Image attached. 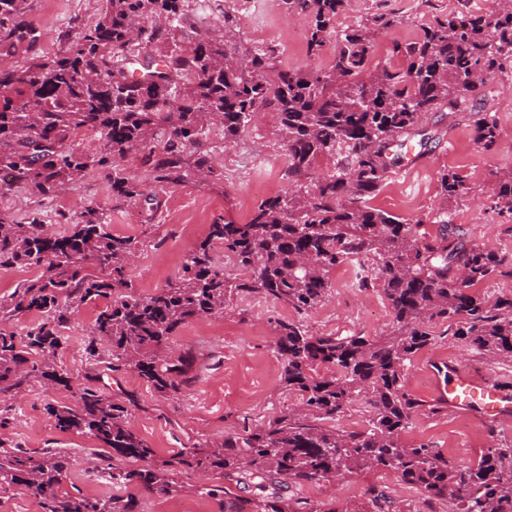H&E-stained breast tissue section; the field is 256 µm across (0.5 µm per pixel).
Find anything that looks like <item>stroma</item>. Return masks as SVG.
I'll return each instance as SVG.
<instances>
[{"label": "stroma", "mask_w": 512, "mask_h": 512, "mask_svg": "<svg viewBox=\"0 0 512 512\" xmlns=\"http://www.w3.org/2000/svg\"><path fill=\"white\" fill-rule=\"evenodd\" d=\"M30 3L27 20L38 32L32 52L41 56L54 54L64 35L76 34L81 24L97 20L108 8L106 0H55L50 11L43 0ZM494 5L495 0H355L354 8L339 16L336 27L344 29L374 14L395 16L396 24L378 35L374 45V62L387 63L392 59L393 43L415 40L433 17L481 14ZM311 21L310 11L286 8L282 0H188L178 29L192 36H214L229 26L246 47L275 48L278 68L303 70L324 66L336 48L331 37L319 57L307 55L305 44L296 43L294 37L307 35ZM477 106L497 121L500 136L493 151H481L474 144L470 113H430L419 134L405 141L404 161L392 169L372 204L415 222L418 236H436L433 215L440 205V175L446 170L458 172L468 192L452 200L448 210L460 239L469 246L512 253V214L496 208L486 194L495 175L512 170V74L498 73L488 80ZM209 149L224 173L222 180L193 178L181 185L152 184L147 198L130 202L113 196L110 180L97 171L49 199L34 192L0 196V214L19 220L37 212L50 231L59 233L87 205L96 206L112 234L136 242L138 256L126 278L136 294L149 296L176 279L183 257L206 237L210 224L218 220L243 223L261 202L288 187V157L277 135L273 109H262L260 119L235 141L225 142L220 132H213ZM341 277V270H334L328 300L302 316L288 305L256 297L234 302L224 314L183 326L170 339V352L193 354L196 364L180 394L172 399L155 394L133 369L113 371L106 359H89L86 336L107 301L100 298L84 304L75 313L55 358L57 370L68 379L67 386L55 388L32 377L18 396H0V438L35 455L48 448L67 453L62 487L72 493L97 498L131 495L140 512H224L228 502L235 503L239 512H250L256 492L244 476L234 473L209 475V483L223 485L226 494L221 498L199 496L195 487L200 478L190 470L176 475V486L167 495L113 484L102 474L105 462L97 442L56 428L48 409L77 406L80 393L88 386L115 399L134 396L137 405L129 425L160 460L202 438L219 440L228 431L254 429L299 403L298 394L280 382L276 321L302 319L315 336L359 333L379 337L387 333L391 313L381 286L367 288L361 297L352 287L341 285ZM448 362L493 382L512 383V359L494 362L454 336L441 337L405 368L404 386L423 401L424 408L402 432V442L428 445L466 465L477 462L489 446H512V418L482 420L481 432L475 435L467 429L468 415L437 408L434 370ZM371 487L390 497L401 512H418L423 506L418 489L403 484L393 472L376 469L292 486L282 494L326 512L346 502L364 501Z\"/></svg>", "instance_id": "obj_1"}]
</instances>
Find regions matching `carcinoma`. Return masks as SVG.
<instances>
[{
  "instance_id": "1",
  "label": "carcinoma",
  "mask_w": 512,
  "mask_h": 512,
  "mask_svg": "<svg viewBox=\"0 0 512 512\" xmlns=\"http://www.w3.org/2000/svg\"><path fill=\"white\" fill-rule=\"evenodd\" d=\"M311 9L307 51L316 55L351 0H283ZM104 16L80 27L53 56H31L19 68H0V193L31 190L43 197L82 180L90 171L111 172L112 195L133 200L143 185L119 161L144 148L156 183H180L196 175L218 179L206 147L214 131L232 142L254 122L258 109L277 112L278 135L288 151L290 188L260 203L243 224L210 225L207 237L185 257L177 279L147 297L125 278L138 246L115 236L96 208L74 217L70 230L47 232L40 214L0 218V269L34 266L6 300L0 314L37 310L44 319L23 336L0 331V395L22 390L31 376L63 385L54 359L73 312L99 298L111 299L90 331L86 351L109 345L112 370L135 369L161 397L180 393L193 359L174 358L169 340L186 323L222 314L234 300L261 297L303 315L330 295L331 273L350 258L370 260L392 322L385 336H313L299 320H278L281 384L299 394L288 412L243 434L202 440L157 460L153 448L126 419L134 398L114 400L87 387L78 406H54L62 431H77L102 448L142 462L134 470L112 469L114 484L172 491L173 475L195 470L229 474L245 469L261 496L253 512H300L297 502L272 491L278 483L304 486L366 469L388 470L416 487L424 500L445 499L454 512H512V447L488 448L470 465L458 464L400 435L423 407L403 384L407 363L435 340L431 325L448 324L453 335L492 360L512 359V297L491 299L475 291L508 256L468 247L448 220V200L465 193L464 177L440 176L442 203L435 215L440 233L416 236L406 220L370 204L390 169L403 157L396 143L419 131L426 114L454 111L472 100L486 78L512 69V0L466 19L436 17L420 36L396 42L395 68L372 64L375 37L395 24L376 14L336 34L325 70H279L275 50L243 48L224 14V34L211 39L177 37L154 19L177 18L183 0H110ZM29 0H0V58L12 57L34 35L26 23ZM152 48L159 59L140 62ZM140 66V75L130 74ZM473 141L495 148V118L477 110ZM83 131L99 135L101 147L75 145ZM336 161L334 171L309 185L317 160ZM500 209L512 211V170L488 187ZM230 254L246 276L224 273L217 250ZM332 369L317 374L320 367ZM368 408L367 426L345 431L333 425L354 398ZM65 455L33 456L0 440V488H18L38 512H138L136 499L89 498L61 490ZM375 489L365 501L325 511L385 512Z\"/></svg>"
}]
</instances>
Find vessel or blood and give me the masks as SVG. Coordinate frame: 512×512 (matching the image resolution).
<instances>
[{
  "label": "vessel or blood",
  "instance_id": "1",
  "mask_svg": "<svg viewBox=\"0 0 512 512\" xmlns=\"http://www.w3.org/2000/svg\"><path fill=\"white\" fill-rule=\"evenodd\" d=\"M437 399L449 410L503 420L512 416V393L448 364L437 369Z\"/></svg>",
  "mask_w": 512,
  "mask_h": 512
}]
</instances>
